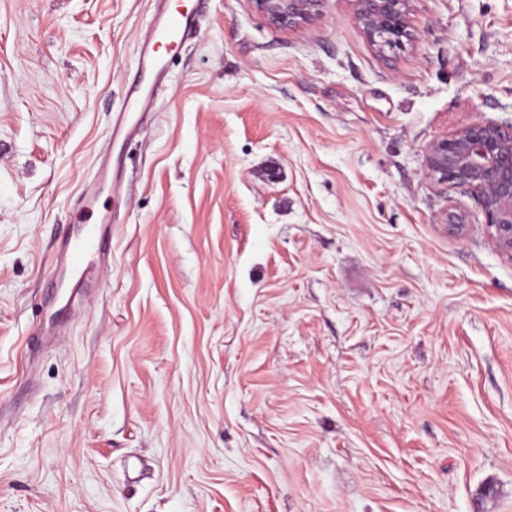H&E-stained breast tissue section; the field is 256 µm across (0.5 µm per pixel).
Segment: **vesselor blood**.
Listing matches in <instances>:
<instances>
[{
  "mask_svg": "<svg viewBox=\"0 0 512 512\" xmlns=\"http://www.w3.org/2000/svg\"><path fill=\"white\" fill-rule=\"evenodd\" d=\"M155 2V21L140 46L139 76L128 85L126 108L112 124V140L116 143L125 141L142 127L148 107L165 82L170 63L168 49L184 43L197 29V14H174L170 11L168 0ZM117 185L116 176L111 175L109 170H100L97 180L80 200L79 217L71 236L61 245L63 253L73 254L85 268H92L100 257L104 231L102 225L86 223L84 217L93 213L104 188Z\"/></svg>",
  "mask_w": 512,
  "mask_h": 512,
  "instance_id": "obj_1",
  "label": "vessel or blood"
}]
</instances>
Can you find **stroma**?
<instances>
[{"instance_id":"1","label":"stroma","mask_w":512,"mask_h":512,"mask_svg":"<svg viewBox=\"0 0 512 512\" xmlns=\"http://www.w3.org/2000/svg\"><path fill=\"white\" fill-rule=\"evenodd\" d=\"M353 10L207 0L74 298L153 2L0 0V512H512V260L425 176L512 119V0H419L391 65ZM325 0H252L255 9L275 27L290 30L320 15ZM118 167L119 158L113 159L112 154V176L109 169L99 171L97 180L86 190L82 196L72 235L61 244V250L64 254H73L82 264L84 269L82 274L91 269L101 254L102 238H104L103 224H109L106 214L100 218L99 224H86L82 216L94 212L101 192L105 187H112V192L118 186Z\"/></svg>"}]
</instances>
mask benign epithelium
Returning <instances> with one entry per match:
<instances>
[{
	"label": "benign epithelium",
	"mask_w": 512,
	"mask_h": 512,
	"mask_svg": "<svg viewBox=\"0 0 512 512\" xmlns=\"http://www.w3.org/2000/svg\"><path fill=\"white\" fill-rule=\"evenodd\" d=\"M354 20L384 61L414 42L411 19L417 0H353ZM275 27L311 23L324 0H252ZM426 177L451 183L476 201L496 247L512 259V121L476 120L432 140L425 149Z\"/></svg>",
	"instance_id": "benign-epithelium-1"
}]
</instances>
